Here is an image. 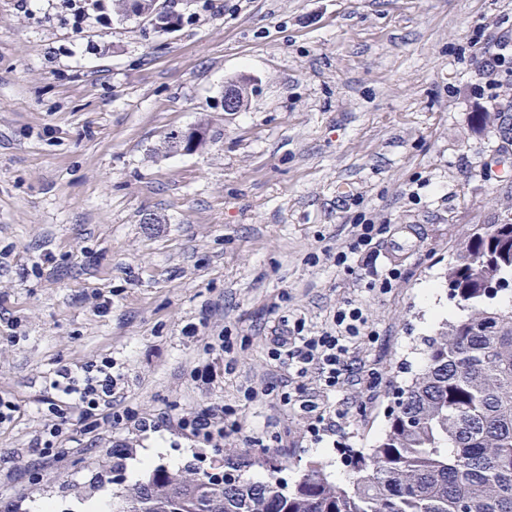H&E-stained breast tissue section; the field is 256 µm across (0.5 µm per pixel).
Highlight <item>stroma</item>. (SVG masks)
<instances>
[{
  "label": "stroma",
  "mask_w": 512,
  "mask_h": 512,
  "mask_svg": "<svg viewBox=\"0 0 512 512\" xmlns=\"http://www.w3.org/2000/svg\"><path fill=\"white\" fill-rule=\"evenodd\" d=\"M174 12L168 32L113 12L77 32L58 0L26 13L0 0V397L19 407L0 424V469L14 472L0 512H80L101 496L115 510L148 479L131 468L148 448L155 466L208 473L256 429L275 438L281 480L312 463L348 480L423 366L440 324L429 287L458 315L449 261L512 219V80L472 43L477 28L512 33V0H224L220 14L175 0ZM241 78L248 101L225 111L224 85ZM478 112L493 124L478 128ZM198 124L202 149L162 152ZM363 217L388 227L377 248L345 269L326 261ZM42 252L44 274H29ZM390 269V291L369 290ZM350 301L378 330L362 344L377 381L347 416L331 401L315 437L265 392L288 378L271 338L300 320L321 330ZM225 329L233 351L211 353ZM101 356L138 416L230 406L241 435L216 447L75 421L60 461L44 462L30 443L52 418L49 374Z\"/></svg>",
  "instance_id": "obj_1"
}]
</instances>
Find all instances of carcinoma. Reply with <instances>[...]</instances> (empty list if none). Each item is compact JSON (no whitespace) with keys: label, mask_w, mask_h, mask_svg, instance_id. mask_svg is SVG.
I'll use <instances>...</instances> for the list:
<instances>
[{"label":"carcinoma","mask_w":512,"mask_h":512,"mask_svg":"<svg viewBox=\"0 0 512 512\" xmlns=\"http://www.w3.org/2000/svg\"><path fill=\"white\" fill-rule=\"evenodd\" d=\"M132 14L172 21L158 0H137ZM496 280L512 284V224L469 236L448 264L462 314L422 337V370L399 387V407L356 453L348 482L311 465L290 488L271 458L232 451L234 483L158 467L120 512H512V292L489 295ZM255 466L265 479L247 475Z\"/></svg>","instance_id":"obj_1"}]
</instances>
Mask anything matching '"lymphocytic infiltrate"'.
Here are the masks:
<instances>
[{"mask_svg":"<svg viewBox=\"0 0 512 512\" xmlns=\"http://www.w3.org/2000/svg\"><path fill=\"white\" fill-rule=\"evenodd\" d=\"M375 334L363 306L355 303L338 309L330 325L320 331L306 332L304 324L298 323L292 330L276 333L270 354L288 371V389L280 395V406L303 411L310 420L311 433L319 434L324 422L323 401L369 387L371 376L358 349L362 337ZM113 367L112 359L103 357L75 369L62 365L53 371L50 391L67 399L75 414L70 417L59 412L56 423L34 439L32 448L40 458H54L56 444L73 418L89 427L109 423L146 428V421L135 412L117 408L118 378ZM176 426L190 437L217 446L242 430L237 411L224 406L185 412L177 417Z\"/></svg>","mask_w":512,"mask_h":512,"instance_id":"f902f5d3","label":"lymphocytic infiltrate"}]
</instances>
